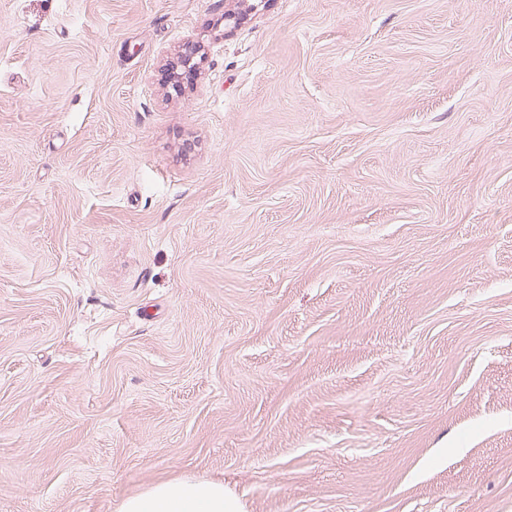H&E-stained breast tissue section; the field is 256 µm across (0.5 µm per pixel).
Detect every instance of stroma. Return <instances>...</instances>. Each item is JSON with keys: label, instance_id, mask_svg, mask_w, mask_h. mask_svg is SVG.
Returning a JSON list of instances; mask_svg holds the SVG:
<instances>
[{"label": "stroma", "instance_id": "35a3bbf8", "mask_svg": "<svg viewBox=\"0 0 512 512\" xmlns=\"http://www.w3.org/2000/svg\"><path fill=\"white\" fill-rule=\"evenodd\" d=\"M182 475L512 512V0H0V512Z\"/></svg>", "mask_w": 512, "mask_h": 512}]
</instances>
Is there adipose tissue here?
Instances as JSON below:
<instances>
[{
    "instance_id": "1",
    "label": "adipose tissue",
    "mask_w": 512,
    "mask_h": 512,
    "mask_svg": "<svg viewBox=\"0 0 512 512\" xmlns=\"http://www.w3.org/2000/svg\"><path fill=\"white\" fill-rule=\"evenodd\" d=\"M118 512H243L223 481L186 476L123 499Z\"/></svg>"
}]
</instances>
